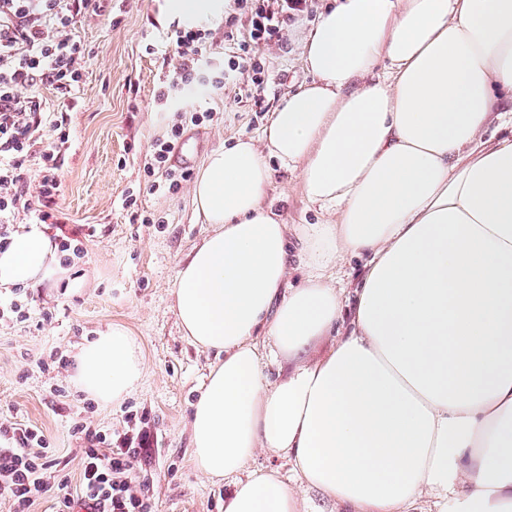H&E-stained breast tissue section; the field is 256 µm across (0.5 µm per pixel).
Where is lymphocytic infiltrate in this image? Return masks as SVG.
Here are the masks:
<instances>
[{
	"instance_id": "lymphocytic-infiltrate-1",
	"label": "lymphocytic infiltrate",
	"mask_w": 512,
	"mask_h": 512,
	"mask_svg": "<svg viewBox=\"0 0 512 512\" xmlns=\"http://www.w3.org/2000/svg\"><path fill=\"white\" fill-rule=\"evenodd\" d=\"M107 6V0H0V250L9 246L19 217L33 214L43 224L60 221L61 148L69 133L63 124L48 122L42 101L22 90L47 84L70 93L82 79L85 57L83 46L68 33L74 13L84 9L99 15ZM237 6L251 14L249 36L234 42L212 81L220 87L249 70L259 87L264 83L260 46L282 41L288 21L304 12L307 0H237ZM174 56L183 84L212 72L200 31L180 32ZM184 126L174 124L153 144L145 171L162 170L164 179L152 182V191L176 192L190 178L189 172L166 166ZM72 434L87 442L75 488L60 474L41 431L1 421L0 500L11 502L14 512H30L40 498L52 499L55 512H153V486L134 471L152 442L148 425L116 431L78 422Z\"/></svg>"
}]
</instances>
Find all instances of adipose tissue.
<instances>
[{
  "label": "adipose tissue",
  "mask_w": 512,
  "mask_h": 512,
  "mask_svg": "<svg viewBox=\"0 0 512 512\" xmlns=\"http://www.w3.org/2000/svg\"><path fill=\"white\" fill-rule=\"evenodd\" d=\"M228 2L163 0L160 14L198 29ZM302 59L312 82L192 187L210 231L179 267L175 309L224 354L193 405L194 464L232 480L224 512H322L251 469L261 451L336 512H512V139L486 136L512 112V0H331ZM277 166L298 171L321 223L281 222ZM349 258L365 264L347 320L334 272ZM66 277L38 227L0 251V288ZM74 359L104 403L144 375L120 325ZM269 361L284 376L269 380Z\"/></svg>",
  "instance_id": "obj_1"
}]
</instances>
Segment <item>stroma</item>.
<instances>
[{
	"mask_svg": "<svg viewBox=\"0 0 512 512\" xmlns=\"http://www.w3.org/2000/svg\"><path fill=\"white\" fill-rule=\"evenodd\" d=\"M158 4L111 0L103 15L76 16L70 34L85 49L78 87L66 96L46 85L32 89L50 120H64L70 130L57 200L61 221L47 231L55 239L78 232L84 252L69 267L77 287L30 289L29 319H0V418L39 429L75 485L84 443L72 437L71 423L81 419L96 429L121 430L127 415L146 414L152 444L136 468L154 486V512H224L231 486L195 468L188 429L192 405L219 357L184 336L174 308L179 265L209 227L195 212L190 183L174 194L149 192L144 165L187 97L209 113L200 125L184 127L199 135L191 173L225 144L258 138L282 96L313 80L301 41L324 0H307L306 10L289 21L282 44L260 48L266 82L257 99L245 73L223 88L173 89L178 27L159 21ZM165 86L171 92L162 104L157 96ZM132 190L152 223L131 221L123 200ZM269 197L285 224L320 220L302 196L297 173L276 169ZM47 309L53 319L45 324L41 313ZM115 324L140 339L145 358L140 387L118 406L93 402L57 365L72 359L76 345Z\"/></svg>",
	"mask_w": 512,
	"mask_h": 512,
	"instance_id": "stroma-1",
	"label": "stroma"
}]
</instances>
